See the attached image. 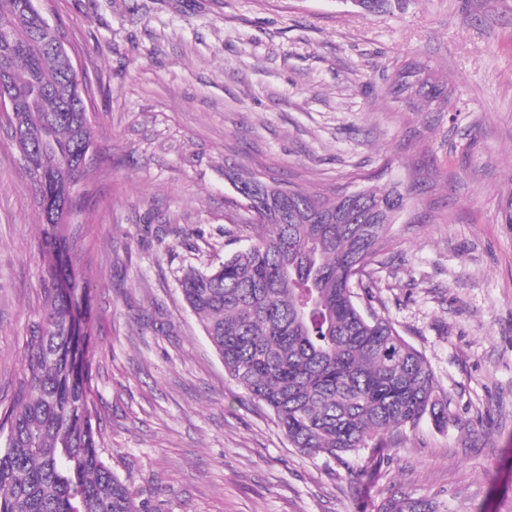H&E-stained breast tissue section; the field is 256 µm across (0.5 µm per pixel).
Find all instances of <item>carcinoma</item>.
<instances>
[{
  "mask_svg": "<svg viewBox=\"0 0 512 512\" xmlns=\"http://www.w3.org/2000/svg\"><path fill=\"white\" fill-rule=\"evenodd\" d=\"M36 0H0V68L9 72L13 132L0 147L20 161L39 218L40 320L26 341L15 400L0 417V512H149L104 460L95 402L96 332L77 226L87 223L90 171L108 156L95 143L93 87L52 49L58 29L39 25ZM403 0H359L379 17ZM407 60L392 76L401 98L442 103L447 88L418 78ZM225 176L243 197L250 223L264 229L216 267L189 268L183 299L201 321L224 370L274 412L292 447L312 457L385 448L395 431L428 416L448 424L421 353L387 318L358 303L360 275L393 217L373 221L387 189L366 190L348 224L315 217L345 208L341 194L307 193L256 175ZM379 512H434L428 502L392 496Z\"/></svg>",
  "mask_w": 512,
  "mask_h": 512,
  "instance_id": "obj_1",
  "label": "carcinoma"
}]
</instances>
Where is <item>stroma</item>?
<instances>
[{
  "mask_svg": "<svg viewBox=\"0 0 512 512\" xmlns=\"http://www.w3.org/2000/svg\"><path fill=\"white\" fill-rule=\"evenodd\" d=\"M96 90L80 231L103 456L150 512H378L394 494L512 512V0H53ZM417 59L449 105L394 99ZM409 200L362 276L424 357L448 425L333 459L292 448L185 304L190 266L258 228L225 169ZM36 211L0 149V409L43 303Z\"/></svg>",
  "mask_w": 512,
  "mask_h": 512,
  "instance_id": "35a3bbf8",
  "label": "stroma"
}]
</instances>
